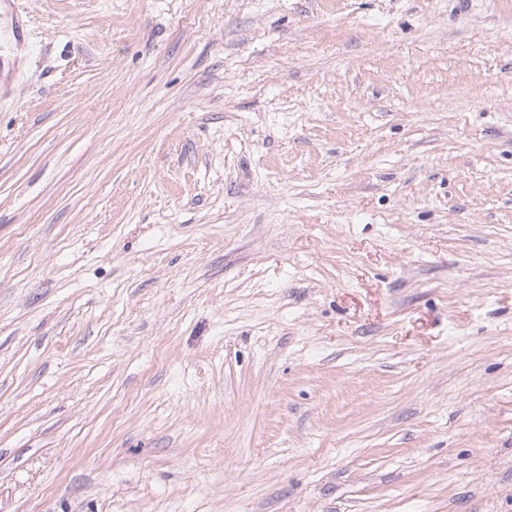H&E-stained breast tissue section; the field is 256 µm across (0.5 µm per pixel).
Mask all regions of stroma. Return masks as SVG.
I'll list each match as a JSON object with an SVG mask.
<instances>
[{
	"label": "stroma",
	"mask_w": 512,
	"mask_h": 512,
	"mask_svg": "<svg viewBox=\"0 0 512 512\" xmlns=\"http://www.w3.org/2000/svg\"><path fill=\"white\" fill-rule=\"evenodd\" d=\"M0 512H512V0H16Z\"/></svg>",
	"instance_id": "35a3bbf8"
}]
</instances>
